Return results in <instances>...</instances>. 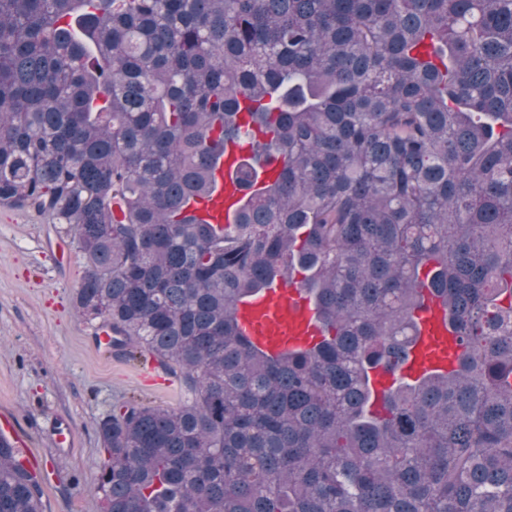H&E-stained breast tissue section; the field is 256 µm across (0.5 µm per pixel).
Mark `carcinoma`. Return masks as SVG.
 <instances>
[{"instance_id": "carcinoma-1", "label": "carcinoma", "mask_w": 512, "mask_h": 512, "mask_svg": "<svg viewBox=\"0 0 512 512\" xmlns=\"http://www.w3.org/2000/svg\"><path fill=\"white\" fill-rule=\"evenodd\" d=\"M244 138L236 223L187 215ZM0 207L186 392L99 422L105 512H512V0H0ZM296 272L322 340L273 357L237 304ZM427 294L456 367L377 415ZM0 512H42L1 445Z\"/></svg>"}]
</instances>
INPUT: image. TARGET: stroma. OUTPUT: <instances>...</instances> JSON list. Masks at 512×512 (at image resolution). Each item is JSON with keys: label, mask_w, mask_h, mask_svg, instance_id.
I'll return each instance as SVG.
<instances>
[{"label": "stroma", "mask_w": 512, "mask_h": 512, "mask_svg": "<svg viewBox=\"0 0 512 512\" xmlns=\"http://www.w3.org/2000/svg\"><path fill=\"white\" fill-rule=\"evenodd\" d=\"M83 260L64 225L0 208V410L13 412L56 470L43 512H104L97 489L107 453L100 421L126 401L177 406L179 380L147 351L113 354L96 343L98 320L74 309ZM70 440L58 443L59 422Z\"/></svg>", "instance_id": "35a3bbf8"}]
</instances>
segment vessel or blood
Instances as JSON below:
<instances>
[{"label":"vessel or blood","mask_w":512,"mask_h":512,"mask_svg":"<svg viewBox=\"0 0 512 512\" xmlns=\"http://www.w3.org/2000/svg\"><path fill=\"white\" fill-rule=\"evenodd\" d=\"M253 151L252 144H232L213 171V188L209 195L196 197L190 210L212 224L235 223L239 201L244 192L237 183V172ZM240 327L259 347L270 354L307 348L320 339V326L305 289L298 280H276L270 287L238 304ZM460 347L457 333L448 323V314L439 301L429 302L419 314V330L409 357L398 373L383 368L371 372L375 393L388 390L394 379L414 380L425 373L445 372ZM0 444L9 449L14 462L31 473H40L42 464L30 448V442L17 427L12 413L0 412Z\"/></svg>","instance_id":"1"}]
</instances>
